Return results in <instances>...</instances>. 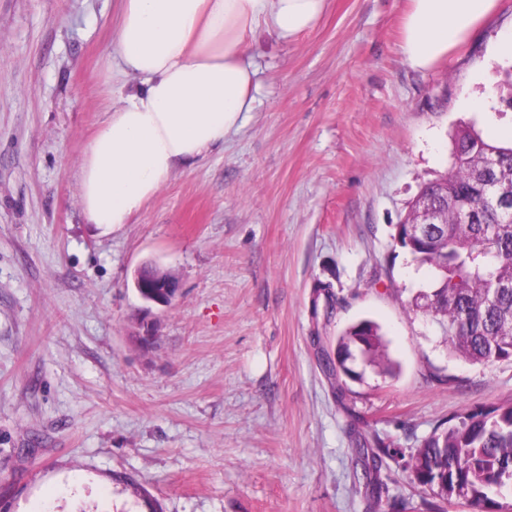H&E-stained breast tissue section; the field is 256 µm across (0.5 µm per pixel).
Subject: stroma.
Instances as JSON below:
<instances>
[{
    "label": "stroma",
    "instance_id": "obj_1",
    "mask_svg": "<svg viewBox=\"0 0 512 512\" xmlns=\"http://www.w3.org/2000/svg\"><path fill=\"white\" fill-rule=\"evenodd\" d=\"M407 5L258 32L244 127L114 229L87 223L79 170L120 92L118 0H0V512H425L415 448L512 403V362L449 356L395 235L459 124L501 144L512 60L488 29L413 70ZM150 264L171 306L137 295ZM363 318L398 376L327 367ZM365 445L387 449L368 475ZM135 288L141 297L150 302L167 306L177 297V283L173 277H148L142 271L135 277ZM144 288H161L159 291L147 292Z\"/></svg>",
    "mask_w": 512,
    "mask_h": 512
}]
</instances>
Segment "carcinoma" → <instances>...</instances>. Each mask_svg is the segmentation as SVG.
<instances>
[{"mask_svg": "<svg viewBox=\"0 0 512 512\" xmlns=\"http://www.w3.org/2000/svg\"><path fill=\"white\" fill-rule=\"evenodd\" d=\"M483 154L496 161L489 175L471 167ZM455 200L476 208V221L457 223L455 204L448 203V223L435 224L426 237L412 240L401 234L397 243L414 262L428 266L433 278L416 293L409 306L443 328L448 355L472 364L512 359V287L491 292L490 284H512V215L494 197L512 189V146L483 139L471 125L459 126L453 136L452 170L420 191L438 205L445 204L443 183ZM391 373L380 328L361 320L336 338V371L362 382L366 368ZM413 480L435 498L429 512L442 504L464 500L480 512H499L503 486L512 483V403L460 418L438 427L409 463Z\"/></svg>", "mask_w": 512, "mask_h": 512, "instance_id": "1", "label": "carcinoma"}]
</instances>
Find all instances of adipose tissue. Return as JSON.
<instances>
[{"mask_svg":"<svg viewBox=\"0 0 512 512\" xmlns=\"http://www.w3.org/2000/svg\"><path fill=\"white\" fill-rule=\"evenodd\" d=\"M328 0H120L112 76L136 81L113 102L81 168L88 223H130L180 166L240 131L257 74L258 31L289 42L314 29ZM400 51L429 70L495 26L500 0H409Z\"/></svg>","mask_w":512,"mask_h":512,"instance_id":"ef3b65f1","label":"adipose tissue"}]
</instances>
